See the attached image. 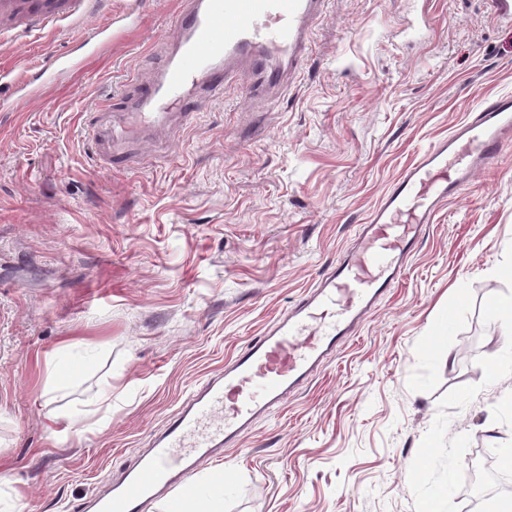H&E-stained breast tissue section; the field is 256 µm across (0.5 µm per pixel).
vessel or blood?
<instances>
[{
  "instance_id": "1",
  "label": "vessel or blood",
  "mask_w": 512,
  "mask_h": 512,
  "mask_svg": "<svg viewBox=\"0 0 512 512\" xmlns=\"http://www.w3.org/2000/svg\"><path fill=\"white\" fill-rule=\"evenodd\" d=\"M326 0H186L176 19L178 37L168 63L134 105L137 125L188 116L189 105L251 74L249 93L282 86L301 71L309 33ZM90 0H0V36L82 22ZM117 27L89 29L83 46L94 54L118 35ZM77 64L59 56L41 79L12 80L0 110L36 100L47 84ZM88 150L112 166V134L95 126ZM512 150V94L483 100L479 109L436 141L391 181L356 246L329 266L286 313L252 338L223 372L200 384L154 435L147 452L91 500V512H140L143 503L187 492L199 462L221 458L256 421L324 369L327 360L364 325L378 301L401 279L426 225L456 199L473 175Z\"/></svg>"
}]
</instances>
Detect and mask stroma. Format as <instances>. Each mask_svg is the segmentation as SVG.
<instances>
[{"mask_svg": "<svg viewBox=\"0 0 512 512\" xmlns=\"http://www.w3.org/2000/svg\"><path fill=\"white\" fill-rule=\"evenodd\" d=\"M127 3L11 34L0 68L37 78ZM183 5L140 0L103 53L0 112V512H81L318 281L406 166L512 93V25L491 0H327L281 96L227 84L100 168L85 127L140 97ZM510 295L512 152L442 208L327 367L197 467L180 505L217 490L224 512H467L468 464L512 448V373L492 371L512 351ZM52 358L72 368L59 386Z\"/></svg>", "mask_w": 512, "mask_h": 512, "instance_id": "1", "label": "stroma"}]
</instances>
